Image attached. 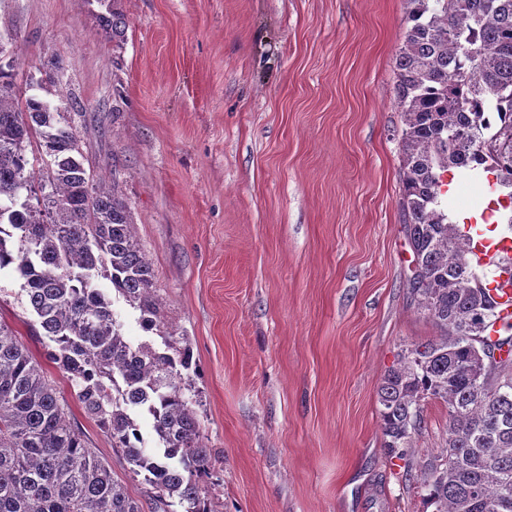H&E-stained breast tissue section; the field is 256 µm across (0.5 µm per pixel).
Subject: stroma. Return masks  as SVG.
Listing matches in <instances>:
<instances>
[{"instance_id":"obj_1","label":"stroma","mask_w":512,"mask_h":512,"mask_svg":"<svg viewBox=\"0 0 512 512\" xmlns=\"http://www.w3.org/2000/svg\"><path fill=\"white\" fill-rule=\"evenodd\" d=\"M125 22L115 39L98 22ZM409 0H0V64L21 96L55 91L84 165L116 179L151 263L160 331L97 281L131 344L188 349L184 375L222 471L215 512H426L423 474L445 445L443 403H421L388 456L378 386L437 338L407 288L395 59ZM454 220L512 234L501 186L450 169ZM0 319L36 356L49 340L19 275ZM44 371L115 481L152 512V487Z\"/></svg>"}]
</instances>
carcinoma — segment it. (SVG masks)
Returning <instances> with one entry per match:
<instances>
[{
    "instance_id": "cac0c4a2",
    "label": "carcinoma",
    "mask_w": 512,
    "mask_h": 512,
    "mask_svg": "<svg viewBox=\"0 0 512 512\" xmlns=\"http://www.w3.org/2000/svg\"><path fill=\"white\" fill-rule=\"evenodd\" d=\"M396 58L403 130L401 207L415 258L418 310L440 331L415 344L378 390L384 447L402 456L424 399L448 410L441 463L424 480L433 512H512V322L471 269L470 232L440 197L451 168L496 173L512 188V0H410ZM112 38L124 22L98 17ZM45 156L29 169L26 149ZM25 280L27 303L54 343L47 358L75 385L85 416L156 490L155 505L214 512L210 450L185 391L190 354L164 340L130 345L96 277L160 327L154 270L117 183L87 172L77 127L43 95L19 103L0 65V271ZM497 338L490 336L496 324ZM507 359L490 362L488 348ZM146 412L160 446L146 451L130 414ZM0 512H142L69 418V406L0 321Z\"/></svg>"
}]
</instances>
